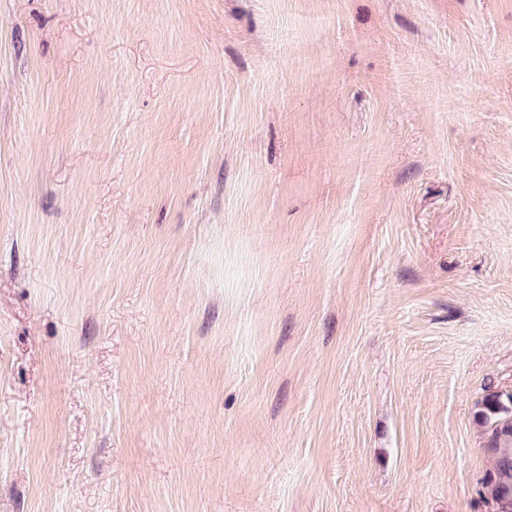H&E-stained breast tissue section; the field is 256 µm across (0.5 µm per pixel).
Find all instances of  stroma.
<instances>
[{
    "label": "stroma",
    "mask_w": 512,
    "mask_h": 512,
    "mask_svg": "<svg viewBox=\"0 0 512 512\" xmlns=\"http://www.w3.org/2000/svg\"><path fill=\"white\" fill-rule=\"evenodd\" d=\"M512 0H0V512H500ZM476 417L489 426V448L502 450L497 462L496 494L508 501L512 511V394L506 397L498 392L487 394L479 404Z\"/></svg>",
    "instance_id": "35a3bbf8"
}]
</instances>
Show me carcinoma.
Wrapping results in <instances>:
<instances>
[{
	"mask_svg": "<svg viewBox=\"0 0 512 512\" xmlns=\"http://www.w3.org/2000/svg\"><path fill=\"white\" fill-rule=\"evenodd\" d=\"M477 419L489 426L488 447L501 450L498 458V484L496 494L512 506V394H487L480 402Z\"/></svg>",
	"mask_w": 512,
	"mask_h": 512,
	"instance_id": "obj_1",
	"label": "carcinoma"
}]
</instances>
